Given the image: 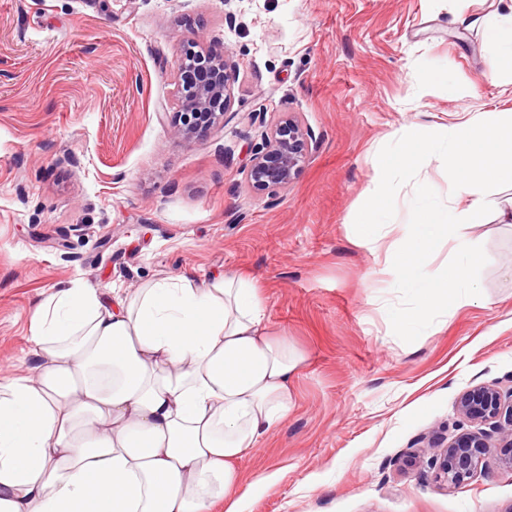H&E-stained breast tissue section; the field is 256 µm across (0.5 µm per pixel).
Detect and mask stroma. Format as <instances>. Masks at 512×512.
<instances>
[{"instance_id":"stroma-1","label":"stroma","mask_w":512,"mask_h":512,"mask_svg":"<svg viewBox=\"0 0 512 512\" xmlns=\"http://www.w3.org/2000/svg\"><path fill=\"white\" fill-rule=\"evenodd\" d=\"M497 0H0V378L28 373L38 304L81 282L105 302L192 272L252 276L272 332L306 361L294 407L238 468L244 512H512L491 467L438 487L409 452L469 430L458 396L512 376V228H471L478 299L439 333L394 336L412 295L354 245L370 159L465 112H511L481 26ZM235 64L232 114L179 137L176 61ZM439 68L446 80L430 82ZM293 112L315 146L287 188L254 193L253 146ZM273 486L257 488L258 475Z\"/></svg>"}]
</instances>
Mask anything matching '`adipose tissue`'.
I'll list each match as a JSON object with an SVG mask.
<instances>
[{
	"label": "adipose tissue",
	"instance_id": "ef3b65f1",
	"mask_svg": "<svg viewBox=\"0 0 512 512\" xmlns=\"http://www.w3.org/2000/svg\"><path fill=\"white\" fill-rule=\"evenodd\" d=\"M500 2L482 21L496 71L512 66V0ZM371 166L355 244L386 253L393 287L413 293L394 323L433 335L479 293L465 232L487 188L512 189V113H464L422 144L402 134ZM433 169L445 199L430 197ZM407 174L401 200L393 184ZM443 242L447 262L425 270ZM29 343L39 365L0 383V512H242L238 463L287 420L304 361L268 332L256 281L232 271L156 280L112 309L71 284L37 308Z\"/></svg>",
	"mask_w": 512,
	"mask_h": 512
}]
</instances>
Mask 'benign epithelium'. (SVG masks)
Instances as JSON below:
<instances>
[{
    "label": "benign epithelium",
    "instance_id": "obj_1",
    "mask_svg": "<svg viewBox=\"0 0 512 512\" xmlns=\"http://www.w3.org/2000/svg\"><path fill=\"white\" fill-rule=\"evenodd\" d=\"M178 73L181 113L193 115V121L175 126V131L189 141L203 127L224 124L232 104L234 64L228 57L217 58L203 52L195 58L182 55ZM311 141V133L297 116L289 114L278 121L252 150L248 170L252 189L270 193L287 187L308 158ZM456 410L462 419L479 428L426 446L435 481L458 487L492 463L511 475L512 454L499 457L495 449H512V385H476L460 394Z\"/></svg>",
    "mask_w": 512,
    "mask_h": 512
}]
</instances>
